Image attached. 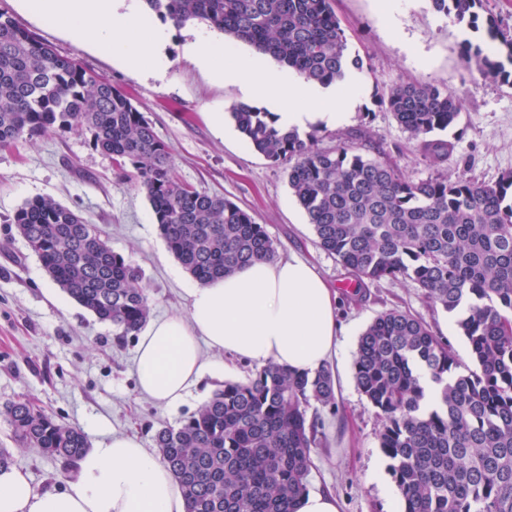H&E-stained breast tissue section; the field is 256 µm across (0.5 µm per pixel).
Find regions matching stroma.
<instances>
[{"label":"stroma","mask_w":512,"mask_h":512,"mask_svg":"<svg viewBox=\"0 0 512 512\" xmlns=\"http://www.w3.org/2000/svg\"><path fill=\"white\" fill-rule=\"evenodd\" d=\"M332 8L346 32L349 53L362 60L363 70L355 75L358 97L350 119L336 126L317 124L320 148L373 144L416 181L463 174L492 182L512 171V84L481 76L460 56L462 41H484L486 30H472L435 12L429 0H399L390 14L383 0H332ZM0 11L123 89L170 146L180 181L249 211L273 239L278 257L310 259L336 289L338 313L350 327L340 339L345 386L335 405L314 404L307 410L308 417L320 422L307 485L332 490L340 512H397V501L382 489L391 476L379 447V421L354 378L357 341L379 314L401 310L446 337L467 365L470 350L456 314L430 307L422 289L408 279L367 280L359 292L351 291L348 271L319 246L288 184L287 166L254 151L232 120H225L220 138L205 122L204 113H226L248 96L184 59L183 29H173L168 48L172 66L164 80L156 81L109 60L90 41L73 40L27 13L19 0H0ZM409 82L436 85L460 102V121L447 133L454 149L441 164H430L418 141L380 103L391 88ZM38 196L54 198L95 225L113 251L141 270L152 300L151 318L184 310L192 281L161 238L145 193L94 147L90 134L56 132L0 148V405L24 397L64 423L85 429L90 441H97L102 427L137 433L146 448H153L157 430L177 426L220 382L204 378L188 401L173 410L139 394L135 338L117 343L111 324L77 303L61 309L56 303L61 290L17 234L15 212ZM0 448L11 451L14 468L26 473L37 489L64 488V463L16 447L2 422Z\"/></svg>","instance_id":"stroma-1"}]
</instances>
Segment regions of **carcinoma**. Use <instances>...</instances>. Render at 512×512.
I'll return each instance as SVG.
<instances>
[{
    "label": "carcinoma",
    "mask_w": 512,
    "mask_h": 512,
    "mask_svg": "<svg viewBox=\"0 0 512 512\" xmlns=\"http://www.w3.org/2000/svg\"><path fill=\"white\" fill-rule=\"evenodd\" d=\"M180 28L203 22L268 53L306 81L342 86L359 60L331 0H145ZM458 23L478 28L484 0H431ZM512 65V34L486 18ZM462 59L486 78L512 76L497 52L465 40ZM418 139L459 118L456 99L432 84L408 83L381 99ZM243 139L275 164L312 224L318 244L357 282L405 278L427 301L459 314L474 367H461L423 319L391 310L358 339L354 377L380 420V448L400 493V512H512V172L493 182L464 175L414 181L383 152L316 147L315 134L281 130L273 113L235 103ZM88 132L93 145L130 169L145 191L168 250L198 282L276 257L265 227L236 203L180 182L169 146L131 97L107 78L58 53L0 12V147L52 132ZM452 144L422 141L443 162ZM13 224L72 300L112 324L125 342L145 325L149 294L139 271L92 224L49 196L23 203ZM439 387L425 405L423 378ZM332 371L293 374L268 364L227 381L176 427L155 435L189 512H295L307 492L317 422L315 402L335 404ZM14 441L70 462L89 448L85 433L31 401L0 407Z\"/></svg>",
    "instance_id": "1"
}]
</instances>
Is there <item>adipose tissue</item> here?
Returning a JSON list of instances; mask_svg holds the SVG:
<instances>
[{
  "label": "adipose tissue",
  "instance_id": "obj_1",
  "mask_svg": "<svg viewBox=\"0 0 512 512\" xmlns=\"http://www.w3.org/2000/svg\"><path fill=\"white\" fill-rule=\"evenodd\" d=\"M22 6L73 39L91 37L101 54L127 69L168 73L170 28L145 23L143 0H22ZM184 57L219 82L246 87L251 99L272 102L282 128L348 118L350 93L323 98L314 84L242 53L215 30L191 28ZM187 300L185 311L151 320L138 333L137 388L160 407L184 403L204 377H223L231 359L312 374L339 358L346 330L337 296L304 259L252 262L188 288ZM0 512H188V504L138 436L109 431L77 457L64 489L40 492L22 471H1Z\"/></svg>",
  "mask_w": 512,
  "mask_h": 512
}]
</instances>
